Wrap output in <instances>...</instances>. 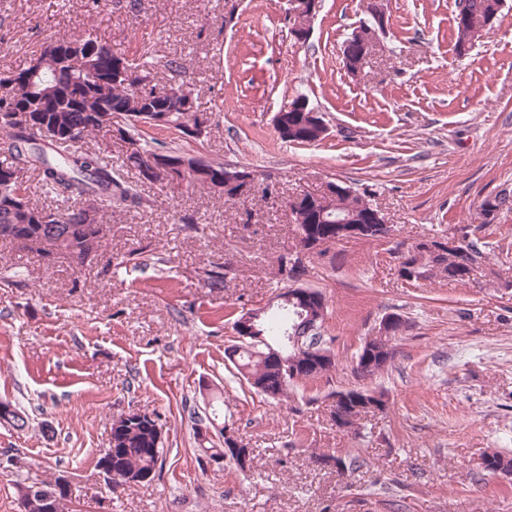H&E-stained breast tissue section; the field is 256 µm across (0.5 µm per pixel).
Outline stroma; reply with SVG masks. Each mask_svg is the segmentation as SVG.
I'll return each mask as SVG.
<instances>
[{
  "label": "stroma",
  "mask_w": 512,
  "mask_h": 512,
  "mask_svg": "<svg viewBox=\"0 0 512 512\" xmlns=\"http://www.w3.org/2000/svg\"><path fill=\"white\" fill-rule=\"evenodd\" d=\"M226 2L0 0V70L83 33L145 62L160 87L181 62L215 125L195 141L149 130L153 147L249 166L278 189L232 207L143 184V206L104 211L107 236L82 266L0 241V263L22 271L0 286V401L29 417L21 432L0 426V512H20L17 484L62 474L74 512H512V476L482 469L485 453L512 454V208L483 210L512 195V0L464 56L455 0H383V45L356 75L343 44L361 0H322L303 44L288 0H238L229 23ZM300 95L327 126L319 142L286 143L275 128ZM336 179L368 195L392 233L310 255L300 282L325 297L320 332L336 368L273 401L236 377L224 349L298 244L289 201ZM468 227L489 246L469 280L399 278L395 247ZM133 250L136 269L122 264ZM213 268L223 288L206 286ZM389 312L412 328L384 371L359 379L354 355ZM362 386L384 392L387 410L359 434L337 431L331 392ZM218 394L247 470L209 462L194 436L190 409ZM133 409L161 424L165 463L151 481L112 488L97 462L113 420ZM345 454L360 468L319 462Z\"/></svg>",
  "instance_id": "35a3bbf8"
}]
</instances>
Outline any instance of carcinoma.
<instances>
[{"mask_svg": "<svg viewBox=\"0 0 512 512\" xmlns=\"http://www.w3.org/2000/svg\"><path fill=\"white\" fill-rule=\"evenodd\" d=\"M456 6L464 9L476 18H496L500 11L501 0H457ZM84 40L93 43L96 53L90 58L76 62L69 56L42 55L43 79L47 82V93L29 91L19 85L20 96L12 94L9 83L20 81L29 72V67L16 71L0 72V114L5 112H36L47 124L58 125L77 131L80 142L87 143L102 137V132L112 126V118L125 124L130 139L139 143V150L123 152L122 166L135 170L142 183L152 179L143 174L141 167L144 158L154 156L157 151L141 144L137 114L151 107H158L165 114L166 120L159 125L161 129H175L183 135L196 139L192 131L197 125V112H188L175 91L185 89L194 93L193 85L184 80L183 66L172 61L170 69L175 73L169 85L158 88L152 84L150 72L145 64L128 60L134 70V78L126 81L116 75L118 58L112 47L91 38V35L69 36L56 41L58 48L64 52L72 45ZM288 124L295 126L289 136L279 134L286 143L313 144L323 139L322 130L308 120L304 112L293 109L288 112ZM41 130L31 129L27 132L18 130L7 117H0V173H6L17 167L20 172L30 169L38 173L39 190L47 197H63L62 203L55 208L39 205L33 201L34 192L26 181L16 182L0 178V227L5 224H20L22 230L30 236L43 232L42 225L31 221L34 213L51 211L60 217L56 225V235L69 239L61 255L76 265L84 264L82 254L98 251L105 236L104 224L100 223L98 214L112 204L141 203V198L134 186L123 174L114 169L112 162V145L126 147L125 140H115L102 151L77 152L74 143L69 141L38 142ZM189 168L177 180L189 188H203L224 198V203L234 205L236 201L224 196V192L213 187L216 177L224 176V164L202 157L185 155ZM324 218L314 221L311 214L300 208L292 213L293 223L297 225L299 241L314 237L322 243L336 241V219L345 215H354L359 220L374 212L371 201L366 194H361L349 186L336 193L330 205L323 208ZM97 225L92 229L86 223ZM458 249L471 254L470 267L459 268L458 255L450 251L443 259V267L436 275L427 274L428 260L414 259L409 269L407 283L418 285L436 277L446 278L450 282H460L470 277L475 266L485 258V251L478 241L463 235ZM289 255L279 258L278 274L281 281L297 282L305 273V265L298 268L288 267ZM258 327L264 336L275 343L274 350L263 346L257 349L234 344L224 350L225 358L250 387L265 397L279 400L287 396L288 387L293 385L286 376L282 362L294 355L288 337L300 338L304 349L312 348L319 358L334 357L328 342L320 333L321 322L312 323L307 318L290 312L273 315H261ZM346 394L350 410L355 416L354 424L360 425V414L368 412L372 391L362 388L340 390ZM157 427L155 420L128 425L124 421L112 422V472L123 478L143 472L162 469V448L156 443ZM226 427L218 430L220 441H209L203 448L208 459L228 458L236 465H241L240 457L233 452H226ZM483 470L495 474L500 470L512 471V458L500 451L487 453L483 457Z\"/></svg>", "mask_w": 512, "mask_h": 512, "instance_id": "carcinoma-1", "label": "carcinoma"}]
</instances>
